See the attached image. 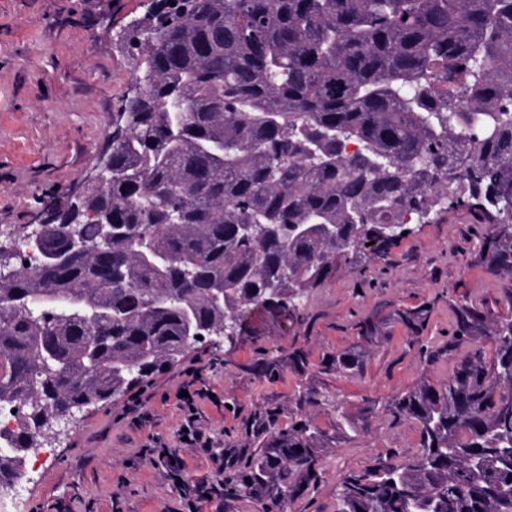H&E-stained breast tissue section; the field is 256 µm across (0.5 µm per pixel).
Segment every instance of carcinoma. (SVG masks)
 <instances>
[{
    "label": "carcinoma",
    "mask_w": 512,
    "mask_h": 512,
    "mask_svg": "<svg viewBox=\"0 0 512 512\" xmlns=\"http://www.w3.org/2000/svg\"><path fill=\"white\" fill-rule=\"evenodd\" d=\"M127 45L155 76L112 113V184L41 216L43 252L73 235L82 249L62 266L19 254L0 278V409L18 418L0 432L1 491L35 433L197 336L244 334L256 311L301 320L337 266L399 241L388 224L465 209L491 225L479 259L512 277V0H155ZM429 313L397 320L417 334ZM454 333L470 351L448 381L385 406L418 424V451L347 474L336 512H512V317L460 303ZM360 356L332 365L352 375ZM319 435L310 419L270 432L228 494L297 498Z\"/></svg>",
    "instance_id": "cac0c4a2"
}]
</instances>
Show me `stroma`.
Listing matches in <instances>:
<instances>
[{
  "label": "stroma",
  "mask_w": 512,
  "mask_h": 512,
  "mask_svg": "<svg viewBox=\"0 0 512 512\" xmlns=\"http://www.w3.org/2000/svg\"><path fill=\"white\" fill-rule=\"evenodd\" d=\"M145 4L0 0V244L23 238L42 202L65 203L67 189L92 166L132 82L123 33ZM487 230L460 209L412 223L385 256L367 255L364 272L343 266L313 288L300 321L259 312L248 321L250 334L196 345L139 385L149 413L140 426L124 418L123 395L55 422L46 436L53 459L12 491L14 512H187L149 448L157 440L178 448L183 413L175 392L191 366L209 392L198 408L215 451L179 448L186 480L214 477L217 453L232 475L269 431L288 428L303 413L323 433L319 476L285 512H336L345 475L418 449L417 424L393 419L385 405L419 379L439 385L452 376L466 352L453 341L455 305L512 315V279L479 261ZM422 303L431 312L414 336L396 313ZM367 318L377 325L369 343L360 335ZM358 346L364 352L355 374L328 364L329 356ZM292 348L304 351L303 370L283 364L264 371L271 351ZM308 393L316 402L305 407ZM340 411L359 426L355 438L337 428Z\"/></svg>",
  "instance_id": "1"
}]
</instances>
